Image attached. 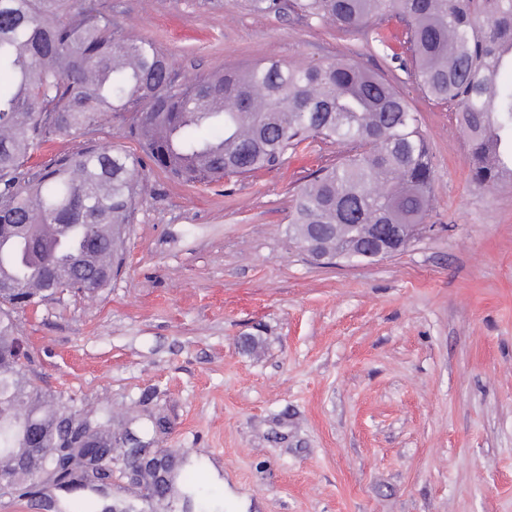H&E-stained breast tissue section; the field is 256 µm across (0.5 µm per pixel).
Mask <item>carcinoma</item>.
Segmentation results:
<instances>
[{
    "label": "carcinoma",
    "instance_id": "carcinoma-1",
    "mask_svg": "<svg viewBox=\"0 0 512 512\" xmlns=\"http://www.w3.org/2000/svg\"><path fill=\"white\" fill-rule=\"evenodd\" d=\"M298 14L344 29L363 28L386 46L383 27H404L392 58L467 132L474 183L512 173V0H290ZM0 481L17 478L30 427L45 435L46 480L66 488L90 474L56 447L61 412L82 419L103 448L119 433L112 414H82L46 399L15 353L14 310L68 289L106 287L123 260L145 162L101 142L104 116L124 123L159 170L187 184L248 176L279 166L308 140L345 148L294 196L288 229L303 248L318 237L325 253L349 261L361 224H404L415 235L430 206L434 169L422 117L384 77L351 62H261L176 81L157 44L130 35L98 0H0ZM79 133L84 147L30 177L26 164L46 142ZM52 266L55 276L45 270Z\"/></svg>",
    "mask_w": 512,
    "mask_h": 512
}]
</instances>
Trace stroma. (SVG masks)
Returning <instances> with one entry per match:
<instances>
[{
	"mask_svg": "<svg viewBox=\"0 0 512 512\" xmlns=\"http://www.w3.org/2000/svg\"><path fill=\"white\" fill-rule=\"evenodd\" d=\"M104 2L182 83L256 61L393 82L423 118L438 230L381 261L314 263L288 215L336 157L318 141L207 186L145 168L110 285L13 314L43 392L187 457L190 512H512V187L471 182L464 131L365 30L252 0ZM146 494L116 473L101 497L166 512ZM62 495L4 494L0 512H60Z\"/></svg>",
	"mask_w": 512,
	"mask_h": 512,
	"instance_id": "obj_1",
	"label": "stroma"
}]
</instances>
